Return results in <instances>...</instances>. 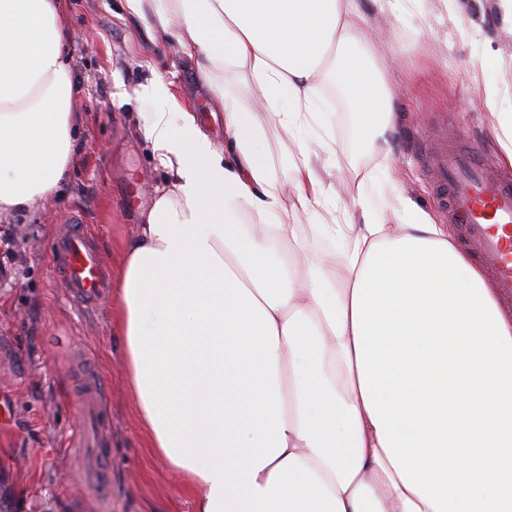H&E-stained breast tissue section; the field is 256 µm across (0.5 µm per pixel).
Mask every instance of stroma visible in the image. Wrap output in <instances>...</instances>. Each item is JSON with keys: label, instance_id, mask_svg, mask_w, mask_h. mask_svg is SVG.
I'll return each instance as SVG.
<instances>
[{"label": "stroma", "instance_id": "1", "mask_svg": "<svg viewBox=\"0 0 512 512\" xmlns=\"http://www.w3.org/2000/svg\"><path fill=\"white\" fill-rule=\"evenodd\" d=\"M364 22L384 37L379 49L401 115L388 157L357 155L353 118L342 98L324 87L333 154L325 180L327 205L361 223L340 188L361 183L377 196L375 180L388 171L409 204L438 223L434 191L421 143L435 130L478 141L495 172H504L495 132L499 113L512 110V24L501 0H423L403 13L357 0ZM71 34L68 55L81 87L73 105L76 149L60 195L43 208L0 218L13 227L21 260L0 278V503L9 512H99L82 473L90 459L70 447L81 417L72 396L81 375L72 360L95 365L108 392L112 437V512H196L198 493L175 476L149 446L124 371L122 337L115 334L114 298L84 308L56 277L50 252L68 220L89 224L111 274L138 232L139 215L167 179L145 140L140 113L149 111L141 88L170 83L213 146H224V115L214 109L175 38L149 32L119 0H61Z\"/></svg>", "mask_w": 512, "mask_h": 512}]
</instances>
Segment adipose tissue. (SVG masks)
<instances>
[{
    "instance_id": "adipose-tissue-1",
    "label": "adipose tissue",
    "mask_w": 512,
    "mask_h": 512,
    "mask_svg": "<svg viewBox=\"0 0 512 512\" xmlns=\"http://www.w3.org/2000/svg\"><path fill=\"white\" fill-rule=\"evenodd\" d=\"M120 7L175 34L224 110L218 150L168 84L144 86L172 180L140 216L116 298L139 421L197 512H512V314L396 188L351 195L365 221L338 222L299 138L322 125L329 79L357 153L391 152L398 115L353 0ZM68 41L59 0H0V215L67 180ZM271 125L295 159L274 164Z\"/></svg>"
}]
</instances>
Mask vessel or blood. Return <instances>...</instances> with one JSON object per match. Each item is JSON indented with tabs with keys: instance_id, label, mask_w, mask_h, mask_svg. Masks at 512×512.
<instances>
[{
	"instance_id": "b4317fda",
	"label": "vessel or blood",
	"mask_w": 512,
	"mask_h": 512,
	"mask_svg": "<svg viewBox=\"0 0 512 512\" xmlns=\"http://www.w3.org/2000/svg\"><path fill=\"white\" fill-rule=\"evenodd\" d=\"M424 165L435 189L437 205L448 214L459 241L490 271L501 301H512V178L494 175L478 143L464 146L440 137L425 150ZM56 275L76 300L94 303L111 286L105 263L91 245L82 222L69 221L54 242ZM84 381L74 396L82 424L72 432L78 447L91 448L90 483L112 493V456L108 436L107 399L98 372L83 366Z\"/></svg>"
}]
</instances>
